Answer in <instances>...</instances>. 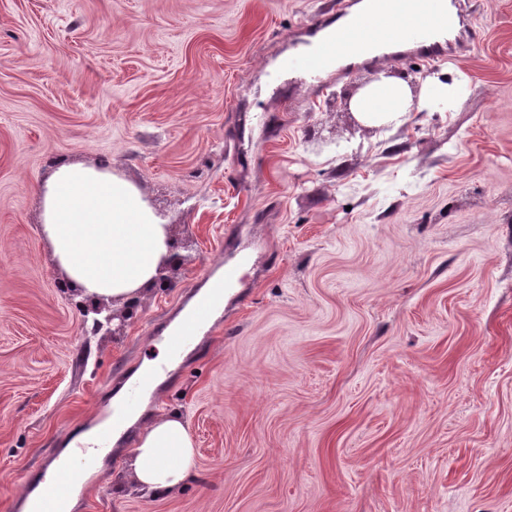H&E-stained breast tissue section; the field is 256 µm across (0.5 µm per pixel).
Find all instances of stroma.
Masks as SVG:
<instances>
[{
    "mask_svg": "<svg viewBox=\"0 0 512 512\" xmlns=\"http://www.w3.org/2000/svg\"><path fill=\"white\" fill-rule=\"evenodd\" d=\"M334 0H0V512L158 350L221 258L246 269L148 399L199 475L92 474L78 512H512V0L448 60L291 72ZM418 78L398 125L345 107ZM109 166L184 265L83 335L40 228L59 160Z\"/></svg>",
    "mask_w": 512,
    "mask_h": 512,
    "instance_id": "35a3bbf8",
    "label": "stroma"
}]
</instances>
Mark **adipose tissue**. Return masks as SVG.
Masks as SVG:
<instances>
[{
	"label": "adipose tissue",
	"instance_id": "obj_1",
	"mask_svg": "<svg viewBox=\"0 0 512 512\" xmlns=\"http://www.w3.org/2000/svg\"><path fill=\"white\" fill-rule=\"evenodd\" d=\"M411 102L409 86L380 79L357 94L351 107L365 122L398 120ZM41 230L52 258L84 292L117 299L143 289L169 253L171 227L133 183L109 168L62 162L40 185ZM111 408L121 415L113 436L130 426L139 431L128 450L121 480L144 493H169L197 473L196 450L183 417H149L124 410L121 398Z\"/></svg>",
	"mask_w": 512,
	"mask_h": 512
}]
</instances>
